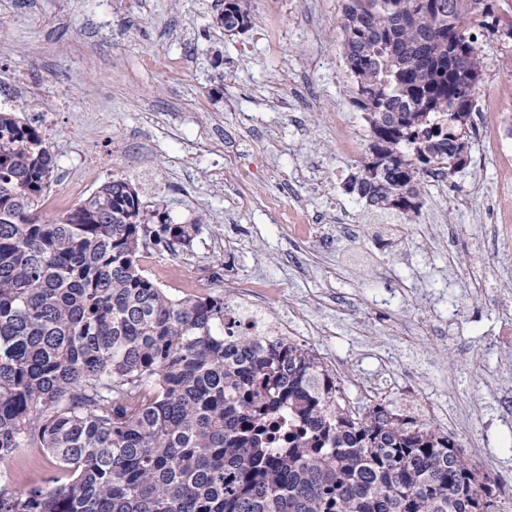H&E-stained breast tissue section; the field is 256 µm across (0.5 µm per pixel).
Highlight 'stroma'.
<instances>
[{"label":"stroma","instance_id":"1","mask_svg":"<svg viewBox=\"0 0 512 512\" xmlns=\"http://www.w3.org/2000/svg\"><path fill=\"white\" fill-rule=\"evenodd\" d=\"M342 0H251L254 21L226 35L224 0H0V98L24 90L27 122L66 107L45 137L55 157L41 205L55 219L90 196L72 187L86 162L98 181L127 178L149 211L202 224L191 245L153 252L185 277L259 275L277 289L273 311L301 326L300 344L334 353L352 405L420 413L432 396L439 426L498 481L512 512V349L500 345V307L468 272L498 250L489 200L458 203L463 185L501 174L472 136L465 168L424 179L407 215L348 191L369 151L367 123L337 28ZM317 225L296 236L293 221Z\"/></svg>","mask_w":512,"mask_h":512}]
</instances>
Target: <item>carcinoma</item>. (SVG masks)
<instances>
[{
  "instance_id": "1",
  "label": "carcinoma",
  "mask_w": 512,
  "mask_h": 512,
  "mask_svg": "<svg viewBox=\"0 0 512 512\" xmlns=\"http://www.w3.org/2000/svg\"><path fill=\"white\" fill-rule=\"evenodd\" d=\"M476 19L499 32L496 0H343L370 204L417 211L421 176L469 149ZM216 23L246 31L250 0H224ZM21 111L0 109V463L41 448L66 480L0 474V512H503L451 434L351 405L311 350L226 338L224 299L147 276L148 242L188 246L201 219L152 224L125 178L41 218L55 159ZM283 408L288 447L272 448Z\"/></svg>"
}]
</instances>
